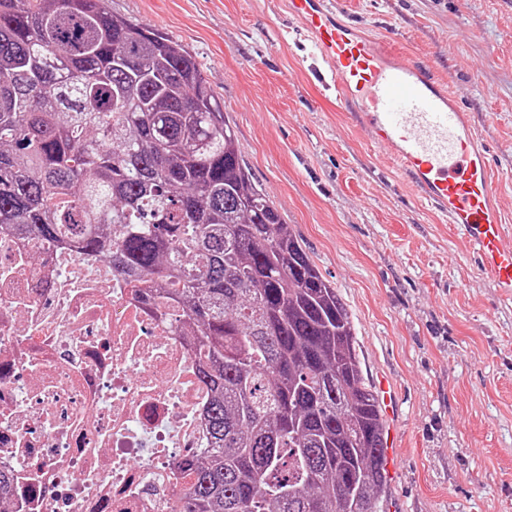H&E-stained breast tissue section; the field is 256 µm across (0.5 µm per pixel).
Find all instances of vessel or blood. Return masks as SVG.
Segmentation results:
<instances>
[{
  "instance_id": "obj_1",
  "label": "vessel or blood",
  "mask_w": 512,
  "mask_h": 512,
  "mask_svg": "<svg viewBox=\"0 0 512 512\" xmlns=\"http://www.w3.org/2000/svg\"><path fill=\"white\" fill-rule=\"evenodd\" d=\"M288 14L334 79L341 104L421 198L460 227L481 271L512 297V235L494 203L478 133L423 63L359 33L333 0H288Z\"/></svg>"
}]
</instances>
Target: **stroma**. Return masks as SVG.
Segmentation results:
<instances>
[{
    "label": "stroma",
    "instance_id": "obj_1",
    "mask_svg": "<svg viewBox=\"0 0 512 512\" xmlns=\"http://www.w3.org/2000/svg\"><path fill=\"white\" fill-rule=\"evenodd\" d=\"M194 56L242 157L391 385L386 512H512V299L315 76L287 0H109ZM348 20L425 63L484 137L512 231V0H354Z\"/></svg>",
    "mask_w": 512,
    "mask_h": 512
}]
</instances>
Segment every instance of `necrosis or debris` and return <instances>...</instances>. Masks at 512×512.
<instances>
[{
    "mask_svg": "<svg viewBox=\"0 0 512 512\" xmlns=\"http://www.w3.org/2000/svg\"><path fill=\"white\" fill-rule=\"evenodd\" d=\"M179 314L75 248L0 227V512H174L211 391Z\"/></svg>",
    "mask_w": 512,
    "mask_h": 512,
    "instance_id": "4bbe7bcc",
    "label": "necrosis or debris"
}]
</instances>
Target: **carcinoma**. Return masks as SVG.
<instances>
[{
    "label": "carcinoma",
    "instance_id": "obj_1",
    "mask_svg": "<svg viewBox=\"0 0 512 512\" xmlns=\"http://www.w3.org/2000/svg\"><path fill=\"white\" fill-rule=\"evenodd\" d=\"M154 285L212 386L179 512H384L349 313L244 163L193 56L108 0H0V225Z\"/></svg>",
    "mask_w": 512,
    "mask_h": 512
}]
</instances>
